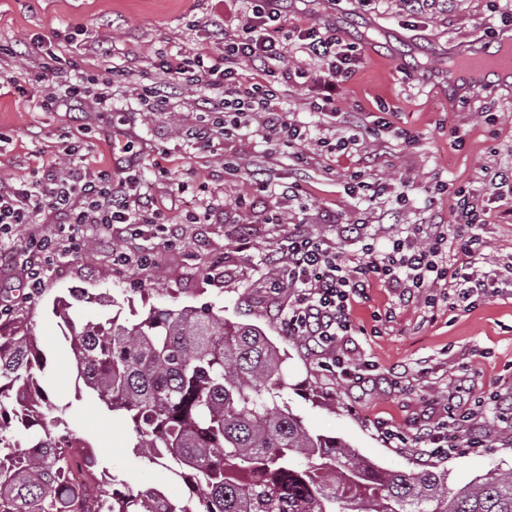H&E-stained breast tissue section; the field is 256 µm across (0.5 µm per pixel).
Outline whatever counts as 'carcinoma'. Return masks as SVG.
I'll return each instance as SVG.
<instances>
[{"mask_svg": "<svg viewBox=\"0 0 512 512\" xmlns=\"http://www.w3.org/2000/svg\"><path fill=\"white\" fill-rule=\"evenodd\" d=\"M69 308L60 299L53 311L78 377L195 507L113 478L94 506L75 495L73 459L94 480L97 453L55 403L44 353L19 321L0 326V512H512V468L452 488L438 464L390 471L310 434L279 406L284 358L255 327L190 307L78 326Z\"/></svg>", "mask_w": 512, "mask_h": 512, "instance_id": "1", "label": "carcinoma"}]
</instances>
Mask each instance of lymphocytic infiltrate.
Here are the masks:
<instances>
[{
    "label": "lymphocytic infiltrate",
    "mask_w": 512,
    "mask_h": 512,
    "mask_svg": "<svg viewBox=\"0 0 512 512\" xmlns=\"http://www.w3.org/2000/svg\"><path fill=\"white\" fill-rule=\"evenodd\" d=\"M233 34L224 37V64L195 70L188 61L167 66L171 81L218 92L224 124L199 132V142L207 148L228 136L248 113H260L265 129L296 146V161H303L302 146L311 135L309 127L291 121L287 113L276 111V83H289L310 76L307 68L285 65V51L276 33L277 23L287 14L288 0H252ZM309 57L321 64L314 76L318 93L314 111L328 117L336 114V101L343 84L351 76L358 55L341 39L316 28L300 30ZM255 72L256 81L240 80V66ZM458 229L455 260H448L445 248L448 227L430 225L424 238L399 235L386 248L364 244L360 253L344 257L341 251L315 235H295L280 247V273L273 285L289 288L294 300L284 318L289 335L313 342L331 357L329 367L340 369L352 383H364L360 369L346 365L336 354L340 337L352 332V311L357 298L368 288L381 285L400 289L407 298L421 296L426 306H435V289H457L460 302L481 301L498 295L505 282L496 270L484 271L478 263L483 256L477 230L486 222V208L473 202L464 188L451 189ZM51 213L71 227L100 224L124 225L131 240L143 235L144 227L162 223L159 209L141 190V180L133 171L113 178L111 170L94 173L71 164L65 173L48 168L44 180L0 184V240L11 236L17 226L35 223L38 216Z\"/></svg>",
    "instance_id": "f902f5d3"
}]
</instances>
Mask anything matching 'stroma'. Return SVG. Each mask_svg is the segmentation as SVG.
<instances>
[{"instance_id":"1","label":"stroma","mask_w":512,"mask_h":512,"mask_svg":"<svg viewBox=\"0 0 512 512\" xmlns=\"http://www.w3.org/2000/svg\"><path fill=\"white\" fill-rule=\"evenodd\" d=\"M245 0H0V181L17 184L42 178L49 162L78 161L89 172L108 167L112 146L133 142L131 158L142 189L180 225L168 238L153 226L140 246L147 265L120 267L114 253L125 243L94 224L73 230L56 224H27L0 242V325L12 327L31 312V324L48 358L47 377L58 404L67 408L71 429L97 449V467L135 486H147L173 500L186 496L166 467L149 463L131 448L127 423L112 416L97 395L78 382L52 309L79 289L105 298V305L74 302L80 322L122 313L129 318L149 308L190 306L222 311L226 321L252 325L284 353L288 387L280 400L306 429L346 442L362 458L394 471L428 464L414 441L423 429L446 422L447 402L482 405L467 426L447 424L449 438H471L479 451L440 457L456 487L491 471L512 467V287L474 308L456 309V292L438 289L440 308L423 300H400L374 286L354 307V332L337 344L350 364L368 363L363 386L353 387L326 370L324 355L305 338L289 335L281 313L292 301L287 288L274 289L276 249L288 235L310 233L353 254L357 243L343 233L359 220L379 244L397 235H424L427 225L454 221L445 184L471 191L488 207L479 230L486 268L512 255V194H499L495 174L512 167V88L497 86L463 97L449 93L444 68L449 44L487 42L492 31L512 22V0H434L418 13L404 0H293L279 39L288 62H308L295 30L335 29L346 43H358L361 60L344 85L337 115L313 112L316 88L300 79L278 87L277 105L289 118L307 123L314 137L306 160L293 161L287 141L268 142L260 119L250 120L206 151L195 132L214 126L219 113L206 111L203 94L169 84L162 67L202 56L221 63L223 41L214 39L215 20H236ZM55 54L56 78L31 76L34 50ZM112 84V109L71 110L44 97L71 83ZM368 128L364 152L343 156L317 146L320 137L349 135L353 117ZM418 138L403 148L398 131ZM241 174L224 172L225 161ZM261 167L268 183H297L296 195L266 194L255 204L248 170ZM363 171L384 194L358 200L349 194L350 175ZM412 188L409 202L396 196ZM226 207L207 224L183 223L206 200ZM283 223H272L275 213ZM57 233L58 245L44 264V284L28 298L26 279L31 238ZM392 321H384L385 312ZM468 390L457 391L461 376ZM401 432L398 445L381 427Z\"/></svg>"}]
</instances>
